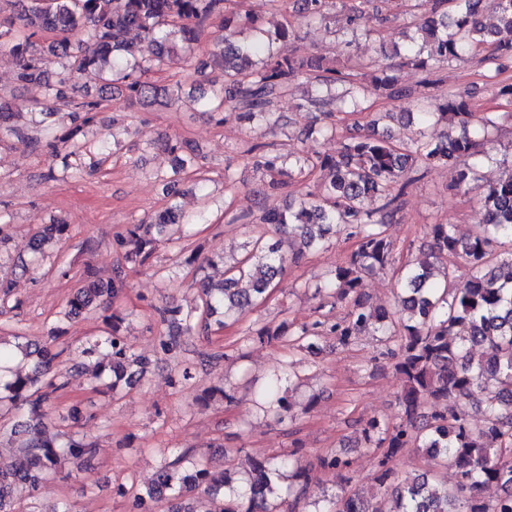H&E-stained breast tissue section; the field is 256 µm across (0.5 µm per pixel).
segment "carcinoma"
I'll return each instance as SVG.
<instances>
[{"instance_id":"carcinoma-1","label":"carcinoma","mask_w":512,"mask_h":512,"mask_svg":"<svg viewBox=\"0 0 512 512\" xmlns=\"http://www.w3.org/2000/svg\"><path fill=\"white\" fill-rule=\"evenodd\" d=\"M229 0H24L21 9L0 21V50L16 58L15 80L46 88L56 111L66 112L71 123L61 133L38 127L32 134L16 132L23 142L40 145L62 171L80 178L99 169L109 156L105 142L84 138V127L94 121L100 107L96 100H79L73 93L70 72L93 71L109 86L120 85L129 97L159 95L179 101L180 85L157 90L141 80L153 67L178 64L200 50L201 29L213 17L221 19L225 36L208 50L209 62L224 67V85L200 96L196 102L209 112H233L251 126L267 121L276 100L288 94L301 76L330 87L348 81L322 56L299 57L282 49L290 37L286 26L273 30L258 25L250 14L228 10ZM328 0H304V21L327 18ZM498 24L488 28L480 13L483 0H419L420 15L413 36L403 48L406 63L432 73L479 46L492 48L495 58H512V0H491ZM352 35L367 31L368 16L358 9L346 16ZM135 29L153 46L146 59L129 40ZM59 38L48 45L35 41L43 33ZM57 59L62 72L50 80L48 65ZM374 92L392 100H411L413 91L399 85L394 66L382 64L370 74ZM334 101L313 96L302 108L331 112ZM403 116L401 112H377L369 131L343 143L334 156L311 157L287 150L269 155L249 149L252 164L268 173L260 195L264 203L245 217L250 224H267L279 238L259 235L243 244L242 255L224 266V279L200 282L203 310L185 309L173 303L158 310L168 334L160 341L166 354L175 353L181 337L194 333H218L239 321L263 302L274 280L288 263L305 252L322 247L331 228L342 225L357 247L350 260L330 271L314 285L313 296L346 299L357 293L363 277L395 263L394 245L384 225L398 212V200L421 167L454 168L456 186L474 179V168L488 158L481 134L494 124L486 115L478 119L467 111L462 96L445 100L437 112H418L423 126L443 123L452 131L436 139L422 135L397 145L377 135L376 127ZM165 148L175 155L171 171L160 176L167 203L145 215L117 236L124 263L143 264L158 246V234L182 224H206L203 211L188 216L174 203L179 185L195 176L194 185L206 195L209 178L199 172L197 156L179 143ZM467 157L472 164L457 167ZM307 190L296 207L280 210L265 203L271 192L288 181L306 182ZM378 199L377 211L366 203ZM482 224L469 237L457 235L451 224L426 226L425 257L399 269V292L388 308L372 310L353 300L343 320L330 324L317 319L294 334L298 348L321 351L328 336L348 344L367 333L380 334L392 343L386 354L402 384V416L389 424L372 419L363 429L364 445L379 451L370 496L346 490L351 462L328 452L318 458V468L334 473L339 485L333 492H317L312 469L292 454L271 455L250 462L245 485L237 487L224 470H212L189 451L163 458L148 485L134 491L137 512H153L164 504L167 512H305L301 504L312 500L313 512H512V173L488 185L480 198ZM68 225L43 224L32 250L44 253L61 243ZM465 260L468 277L454 281V261ZM127 287L122 272L111 280L85 279L59 311L67 319L91 309H107L111 299ZM110 332L88 343L81 355L95 358V376L112 374V389L131 384L146 373V363L120 334L122 316L107 317ZM22 357L34 361L24 373L5 369L11 354L0 346V415L24 411L16 424V450L22 468L0 470V512H22V493L36 490L45 479L62 469L64 460H89L95 446L84 438L59 440L44 424L45 406L51 395L66 388L64 372L54 368L60 353L29 343ZM290 373L274 372L258 391L254 406L280 420L293 418V404L284 381ZM472 406L482 413L473 424L465 411ZM403 448H419L446 468L457 472V482L439 490L429 470L400 477L391 462ZM495 484L502 493L486 501L484 487Z\"/></svg>"}]
</instances>
